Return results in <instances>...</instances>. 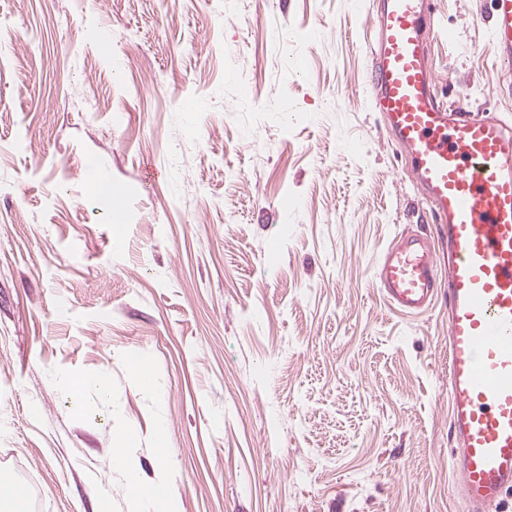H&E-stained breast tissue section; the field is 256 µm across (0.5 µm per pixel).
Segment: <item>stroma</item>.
Wrapping results in <instances>:
<instances>
[{"label":"stroma","instance_id":"obj_1","mask_svg":"<svg viewBox=\"0 0 512 512\" xmlns=\"http://www.w3.org/2000/svg\"><path fill=\"white\" fill-rule=\"evenodd\" d=\"M372 3L0 0V472L34 512H135L131 471L157 512H464L447 298L374 279L437 227L365 85ZM434 8L440 98L512 117L491 0ZM61 385L65 392L73 399L78 398L82 394V392L88 387L96 388L103 397H106L108 395L107 386L104 383H102L99 379H72L70 377H63L61 379ZM129 494L132 501L142 508L155 506L168 497L167 488L162 482L146 483L136 478L129 483Z\"/></svg>","mask_w":512,"mask_h":512}]
</instances>
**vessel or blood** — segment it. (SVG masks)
Masks as SVG:
<instances>
[{
  "label": "vessel or blood",
  "mask_w": 512,
  "mask_h": 512,
  "mask_svg": "<svg viewBox=\"0 0 512 512\" xmlns=\"http://www.w3.org/2000/svg\"><path fill=\"white\" fill-rule=\"evenodd\" d=\"M495 49L512 60V0H494ZM367 82L389 139L441 227L382 253L375 279L389 304L425 312L448 291L452 477L467 512H497L512 491V123L448 104L429 44L432 0H378Z\"/></svg>",
  "instance_id": "b4317fda"
}]
</instances>
